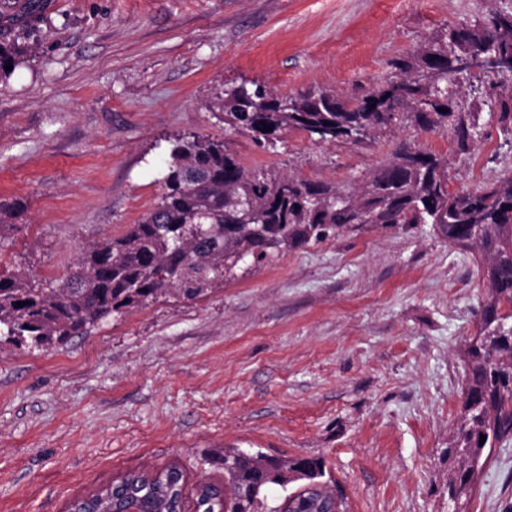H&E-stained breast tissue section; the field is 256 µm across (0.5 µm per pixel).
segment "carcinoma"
<instances>
[{"mask_svg":"<svg viewBox=\"0 0 512 512\" xmlns=\"http://www.w3.org/2000/svg\"><path fill=\"white\" fill-rule=\"evenodd\" d=\"M497 25L448 29L412 53L389 61L400 78L361 96L333 93L281 96L261 85L227 86L214 107L224 124L260 146L290 130L322 142H362L406 115L420 131L450 135L469 151L479 112L462 108L448 93V79L468 74L478 57H512V12L493 11ZM499 122L512 134V88L496 94ZM269 129H264V126ZM448 157L410 142L354 186L307 180L289 172L245 167L218 139L193 135L174 141L158 204L119 237L88 245L78 270L59 285L36 288L23 270L0 274V346L43 349L90 332L114 313L143 306L171 292L193 300L208 294L240 265L260 264L329 235L366 226L413 228L428 224L448 242L487 257L486 300L477 336L464 353L465 382L454 432L445 453L448 490L465 503L485 450L512 439V176L452 192ZM19 204L0 202V242L15 229ZM24 306L19 307L17 303ZM486 437L479 444L480 437ZM226 448L215 457L224 480L198 483L196 512H223L224 494L251 491L259 512L261 490L306 481L274 512H319L335 487L321 458L250 459ZM183 471L172 465L156 475L131 471L80 500L78 512H108L131 500L139 512H181Z\"/></svg>","mask_w":512,"mask_h":512,"instance_id":"1","label":"carcinoma"}]
</instances>
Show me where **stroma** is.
<instances>
[{
	"instance_id": "obj_1",
	"label": "stroma",
	"mask_w": 512,
	"mask_h": 512,
	"mask_svg": "<svg viewBox=\"0 0 512 512\" xmlns=\"http://www.w3.org/2000/svg\"><path fill=\"white\" fill-rule=\"evenodd\" d=\"M512 0H36L0 10V201L20 229L0 273L71 274L85 245L158 202L169 150L197 134L250 168L340 185L409 140L447 156L450 190L512 175V137L472 71L448 90L480 111L468 152L407 121L360 143L286 132L262 149L213 107L224 85L361 95L390 59ZM477 253L429 226L346 231L174 294L47 350L0 347V512H66L131 470L175 464L186 499L215 451L319 457L347 512H448L445 450L485 293ZM466 512H512V440L490 449Z\"/></svg>"
}]
</instances>
